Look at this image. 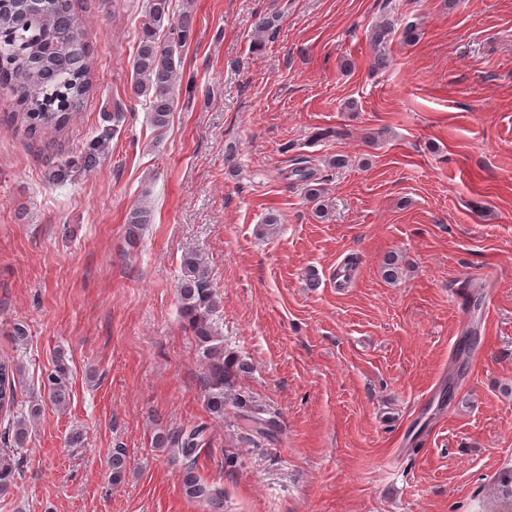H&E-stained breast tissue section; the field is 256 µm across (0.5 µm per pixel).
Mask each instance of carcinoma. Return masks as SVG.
<instances>
[{"label": "carcinoma", "instance_id": "cac0c4a2", "mask_svg": "<svg viewBox=\"0 0 512 512\" xmlns=\"http://www.w3.org/2000/svg\"><path fill=\"white\" fill-rule=\"evenodd\" d=\"M171 0H147L141 23V34L132 61L131 95L143 99L150 112L151 126L164 130L176 107L179 70L175 54L187 43L191 34V18L185 14L171 22ZM88 43L81 29L73 0H39L31 9L21 0H0V92L15 101V116L26 122L27 132L40 137L63 131L77 115L92 89L87 65ZM291 175L306 184L308 200L323 214L328 205L324 188L314 181L311 160L300 158ZM152 221V211L145 204L132 208L126 224L129 238L138 235L140 227ZM182 287L179 290L180 315L191 331L207 363L203 380L208 410L224 416V400L239 375L250 366L243 359L224 351V340L215 316L221 300L211 286V272L205 256L196 249L186 251L181 260ZM21 368L15 361L0 359V494L16 486L21 473L18 451L28 442L29 425L41 411L34 399L25 407L18 401L16 380ZM50 402L64 406L70 401V371L62 355L42 379ZM238 418L246 424L249 440H276L279 424L266 416L244 397L235 398ZM207 425L198 423L182 428L176 434L159 435L156 445L169 441L177 446L184 463L182 490L190 499L208 504L210 512H224V493L204 482L196 472V458L205 444ZM112 481L117 483L127 473L123 449L115 448L109 459Z\"/></svg>", "mask_w": 512, "mask_h": 512}]
</instances>
